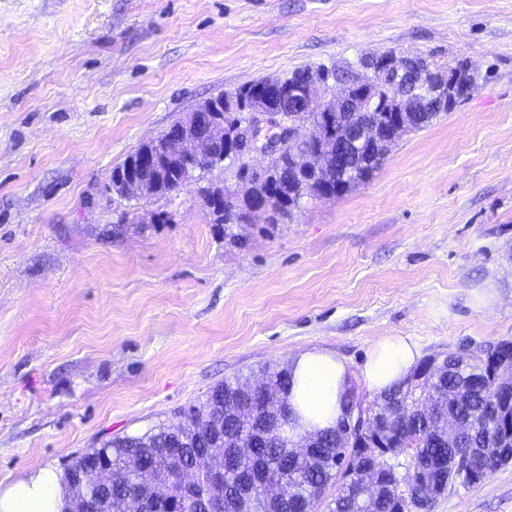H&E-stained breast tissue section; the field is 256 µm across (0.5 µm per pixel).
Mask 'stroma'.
I'll return each mask as SVG.
<instances>
[{
    "label": "stroma",
    "mask_w": 512,
    "mask_h": 512,
    "mask_svg": "<svg viewBox=\"0 0 512 512\" xmlns=\"http://www.w3.org/2000/svg\"><path fill=\"white\" fill-rule=\"evenodd\" d=\"M395 51L479 86L368 181L212 223L217 165L124 197L113 169L202 101ZM512 341V0H0V481L157 424L306 348ZM429 512H512V465Z\"/></svg>",
    "instance_id": "obj_1"
}]
</instances>
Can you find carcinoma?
Here are the masks:
<instances>
[{
  "label": "carcinoma",
  "mask_w": 512,
  "mask_h": 512,
  "mask_svg": "<svg viewBox=\"0 0 512 512\" xmlns=\"http://www.w3.org/2000/svg\"><path fill=\"white\" fill-rule=\"evenodd\" d=\"M319 69L329 71L346 83H355L358 62L343 61ZM309 67H300L288 74V103L296 102V91ZM454 82L448 97L457 104L477 86V76L470 73L468 64L461 61L451 67ZM437 97V87L427 80L409 84L399 78L397 86L385 89L382 97L372 104L374 117L380 123L401 99L414 120L406 127L416 131L427 127L437 114L428 109L430 100ZM389 150L386 144L361 148L364 164L346 170L330 171L323 183L315 185L299 174H292L288 166L275 167L273 176L276 190L290 215L300 207L305 197L331 199L340 197L365 182L382 164ZM195 169L183 167L177 172H162L161 193L177 190ZM265 182L251 185L242 193L241 200L224 208L214 218L216 224H238L241 214L251 200L265 194ZM263 389L250 388L240 378L226 379L215 385L197 404L178 411L179 430L159 424L143 434L124 435L105 440L73 457L69 467L88 469L101 457L112 460L111 487L102 491L87 483L86 495L95 500L99 512H133L134 500L147 496L146 487L138 479L134 466L149 467L158 483L167 482L179 464L190 470L199 459L211 454L224 457V485L214 487L201 481L186 491L173 484L172 498L179 512H199L205 505L209 512H238L241 495L251 491L255 512H303L305 505L325 512H410L417 495L412 490H400L396 497L383 494L375 503L365 506L356 497L353 485L346 476L352 466L350 440L362 436L349 435L345 423L357 395L349 386L343 397V411L336 425L313 433V447L303 453L292 450L294 436L300 427L299 417L290 403L291 373L288 365L267 366L262 373ZM422 386H430L437 395L436 410L430 420L416 416L392 417L398 404L410 405L416 401L419 386L411 380L394 386L380 395V402L372 409L364 423L365 435L378 438L383 447L395 453L408 448L418 464L446 463L456 460L457 466L473 469L489 476L499 471L500 444L505 435V420L492 418L487 413V400L495 395L509 397L501 388L495 366L478 358L459 356L443 360L435 379H425ZM468 422L474 431L463 436V442L448 440L440 431V423L448 419ZM336 483L337 493L324 500L326 488ZM188 495H183V492Z\"/></svg>",
  "instance_id": "cac0c4a2"
}]
</instances>
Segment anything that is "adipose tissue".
<instances>
[{
	"mask_svg": "<svg viewBox=\"0 0 512 512\" xmlns=\"http://www.w3.org/2000/svg\"><path fill=\"white\" fill-rule=\"evenodd\" d=\"M417 359L418 346L411 337H382L370 349L363 379L369 390L384 393L411 374ZM292 367L291 403L304 430L332 425L340 412V396L351 380L349 365L331 353L312 349L300 353ZM63 506L60 476L49 466L0 487V512H62Z\"/></svg>",
	"mask_w": 512,
	"mask_h": 512,
	"instance_id": "1",
	"label": "adipose tissue"
}]
</instances>
